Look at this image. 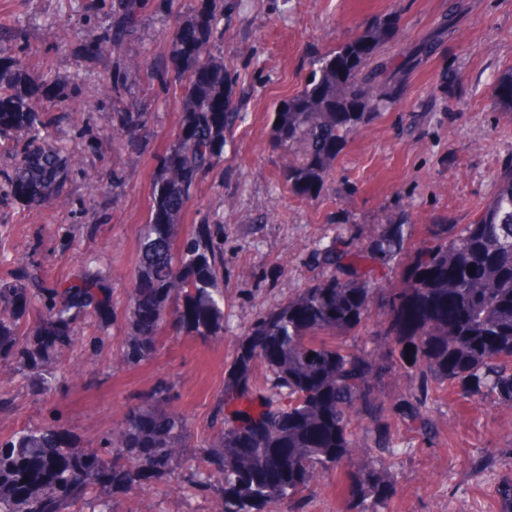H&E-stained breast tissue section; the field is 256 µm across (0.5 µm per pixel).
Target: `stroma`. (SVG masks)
I'll list each match as a JSON object with an SVG mask.
<instances>
[{
	"label": "stroma",
	"mask_w": 512,
	"mask_h": 512,
	"mask_svg": "<svg viewBox=\"0 0 512 512\" xmlns=\"http://www.w3.org/2000/svg\"><path fill=\"white\" fill-rule=\"evenodd\" d=\"M392 13L398 32L379 60L404 68L396 104L347 140L317 197H296L277 177L274 104L300 89L315 57ZM190 16L188 0L145 12L121 58H91L70 44L71 31L107 28L108 0L94 11L83 0H0V30L22 31L30 69L54 80L63 104L84 100L82 120L99 136L74 165L61 206L41 209L19 200L7 206L12 234L0 256V280L32 256L54 281L81 269L99 274L114 297L102 343L62 350L64 375L51 395L33 393L13 365L0 361V389L13 398L0 409V435L43 426L57 410L76 446L96 448L164 383L169 407L191 427L193 445L208 446L237 336L257 313L325 278L308 260L315 247L338 235L368 241L378 225H403L405 249L380 274L387 291L404 287L429 225L471 223L494 194L498 174L512 164V123L494 95L499 72L512 64V0H239L214 54L238 68L240 117L220 163L175 228L181 241L198 225H224V335L169 326L150 357L117 362L128 336V289L152 175L180 124L179 88L148 80L144 64L169 58L170 36ZM116 68L121 82L113 101L97 102L100 76ZM131 102L148 116V136L135 148L104 136L116 108ZM91 172L118 173L113 193L94 191ZM36 240L41 247L34 253ZM429 408L441 427L434 442L391 424L396 453L383 463L395 476L396 494L388 512H497L495 486L512 454V407L439 389ZM481 456L496 457L497 469L474 468ZM193 478L192 461L178 460L150 486L112 492L114 512H217L215 493L191 490Z\"/></svg>",
	"instance_id": "1"
}]
</instances>
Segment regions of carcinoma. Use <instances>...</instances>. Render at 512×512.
I'll use <instances>...</instances> for the list:
<instances>
[{"instance_id": "cac0c4a2", "label": "carcinoma", "mask_w": 512, "mask_h": 512, "mask_svg": "<svg viewBox=\"0 0 512 512\" xmlns=\"http://www.w3.org/2000/svg\"><path fill=\"white\" fill-rule=\"evenodd\" d=\"M151 2L111 0L112 25L101 32L84 28L83 53L120 54ZM193 2L190 22L174 31L171 59L150 68V78L180 87L182 121L152 177L130 290V334L121 351L127 363L151 355L169 323L224 336V225L201 224L181 244L174 228L192 191L219 164L240 116L233 102L235 64L211 54L218 24L234 4ZM396 24L394 14L316 58L301 89L276 105L272 140L284 156L279 177L295 195L317 196L342 145L395 102V87L374 74L371 61ZM18 39L0 33V70L14 71L18 82L12 93L0 94V155L11 159L10 169L0 170V192L45 207L63 193L69 159L80 148L57 145L47 126L55 120L76 126L80 135L83 130L72 109L51 116L38 107L59 96L57 85L27 67ZM495 94L500 111L512 118V66L499 74ZM146 135V115L130 103L107 138L133 147ZM380 229L368 243L341 236L313 249L311 263L330 275L258 314L238 337L218 412L221 428L191 486L217 491L220 512H272L283 504L298 512L311 484L333 473L348 512H384L396 492L393 475L381 465L394 452L390 418L431 441L440 433L427 407L434 387L512 404V165L472 223L428 228L406 286L384 307L383 332L350 351L338 335L372 319L367 298L382 284L377 267L404 250L403 225ZM112 316V289L100 276L82 271L51 282L39 263L21 259L0 281V360L48 395L62 349L88 326L107 330ZM259 364L265 388L258 384ZM396 369L409 391L388 402L374 382ZM168 394L166 385H157L95 450L77 447L55 420L0 436V512H114L99 493L142 488L145 477H162L190 451L186 421L156 407ZM356 441L363 444L361 465L349 471ZM504 466L511 473L495 493L499 512H512V457Z\"/></svg>"}]
</instances>
